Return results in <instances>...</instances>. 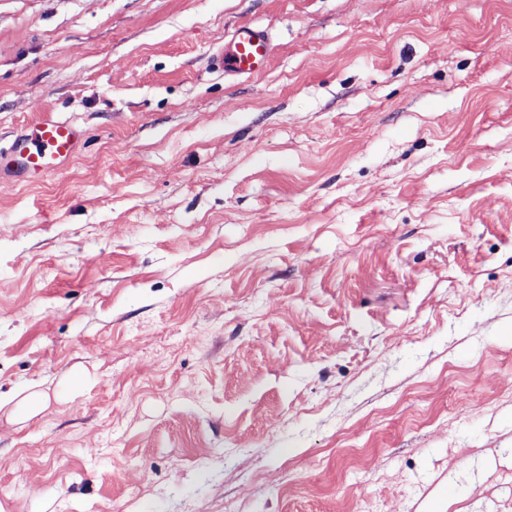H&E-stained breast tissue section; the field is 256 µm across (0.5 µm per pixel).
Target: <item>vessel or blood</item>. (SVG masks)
I'll use <instances>...</instances> for the list:
<instances>
[{
	"label": "vessel or blood",
	"mask_w": 512,
	"mask_h": 512,
	"mask_svg": "<svg viewBox=\"0 0 512 512\" xmlns=\"http://www.w3.org/2000/svg\"><path fill=\"white\" fill-rule=\"evenodd\" d=\"M270 51L266 31L242 25L236 28L215 58L217 68L227 74L250 77L260 73ZM84 132L61 119H46L30 125L12 144L13 161H0V176L58 172L78 151Z\"/></svg>",
	"instance_id": "b4317fda"
}]
</instances>
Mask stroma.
<instances>
[{
  "instance_id": "stroma-1",
  "label": "stroma",
  "mask_w": 512,
  "mask_h": 512,
  "mask_svg": "<svg viewBox=\"0 0 512 512\" xmlns=\"http://www.w3.org/2000/svg\"><path fill=\"white\" fill-rule=\"evenodd\" d=\"M43 117L0 512H512V0H0V144ZM269 51L270 39L266 31L241 25L215 57V64L225 74L250 77L262 71ZM83 138L81 127L67 120L46 119L32 124L10 148V153H18L20 160L12 159L4 164V152L0 148V176L54 174L76 154Z\"/></svg>"
}]
</instances>
